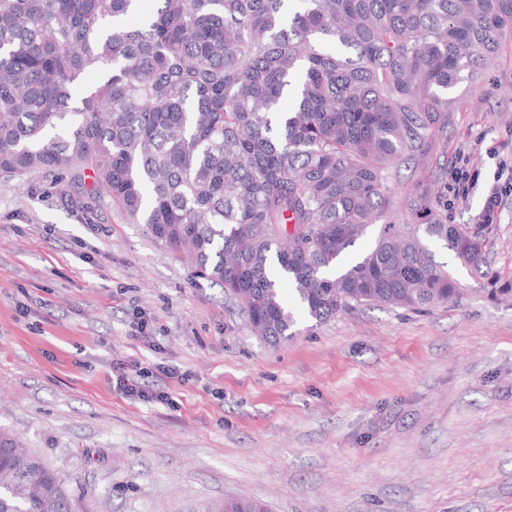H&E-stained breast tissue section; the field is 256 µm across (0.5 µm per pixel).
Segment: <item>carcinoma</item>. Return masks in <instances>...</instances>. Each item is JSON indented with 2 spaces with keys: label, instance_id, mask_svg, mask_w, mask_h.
I'll return each mask as SVG.
<instances>
[{
  "label": "carcinoma",
  "instance_id": "1",
  "mask_svg": "<svg viewBox=\"0 0 512 512\" xmlns=\"http://www.w3.org/2000/svg\"><path fill=\"white\" fill-rule=\"evenodd\" d=\"M289 2L0 0V174L91 178L268 343L293 336L285 284L318 323L457 301L424 236L512 294L443 199L414 193L405 223L388 220L387 184L448 127L462 73L512 35V0ZM0 512H73L62 478L2 429Z\"/></svg>",
  "mask_w": 512,
  "mask_h": 512
}]
</instances>
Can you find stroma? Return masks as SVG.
Instances as JSON below:
<instances>
[{
	"label": "stroma",
	"instance_id": "obj_1",
	"mask_svg": "<svg viewBox=\"0 0 512 512\" xmlns=\"http://www.w3.org/2000/svg\"><path fill=\"white\" fill-rule=\"evenodd\" d=\"M452 99L428 157L390 172L396 220L426 189L474 224L512 166V36ZM455 165L480 174L468 198L444 178ZM90 188L0 175V428L63 478L74 512H512V297L490 298L445 242L427 246L457 303L320 324L299 310L273 345ZM483 236L512 284V203ZM142 317L153 344L135 337ZM119 361L172 404L124 395ZM160 363L182 379H157Z\"/></svg>",
	"mask_w": 512,
	"mask_h": 512
}]
</instances>
